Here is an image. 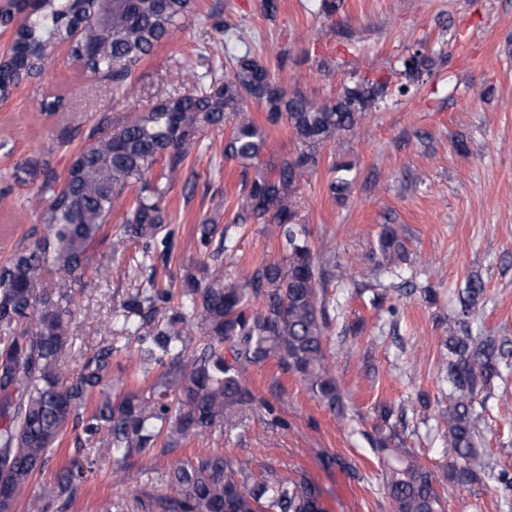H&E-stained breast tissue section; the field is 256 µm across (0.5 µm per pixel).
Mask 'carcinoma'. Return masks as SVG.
I'll use <instances>...</instances> for the list:
<instances>
[{
  "label": "carcinoma",
  "mask_w": 512,
  "mask_h": 512,
  "mask_svg": "<svg viewBox=\"0 0 512 512\" xmlns=\"http://www.w3.org/2000/svg\"><path fill=\"white\" fill-rule=\"evenodd\" d=\"M27 8L9 53L0 58V98L42 71L48 50L70 43V54L112 87L131 86L132 68L167 37L176 21L194 12V0H22ZM436 61L417 46L399 60L396 91L406 96ZM224 75L198 80L190 90L138 110L120 123L99 119L62 182L47 180L39 195L48 201L41 219L46 234L0 264V512H15L59 447L67 430L78 431L85 445L102 443L121 464L152 458L158 442L170 450L230 421L245 406L273 407L256 397L243 373L274 361L297 377L312 397L344 414L342 393L332 376L326 349L329 316L321 298L327 269L308 245L292 196L306 173L320 162V148L348 133L389 89L386 81H353L336 97L316 103L290 93L250 51L230 54ZM259 104L271 127L286 125L297 144L296 156L257 169L243 179L242 197L232 223L273 225L282 242L279 259H265L239 288L219 279L185 271L175 301L170 288L156 282L158 266L171 260L175 231L166 229L165 203L171 181L184 163L185 145L207 127L224 122L225 109L237 108L224 158L242 169L258 165L265 129L247 111ZM154 183L146 176L155 165ZM351 164L339 172L329 192L343 198ZM135 193L117 251L128 242L143 243L126 261L125 275L136 282L122 303L136 317L123 327L134 337L135 352L155 370L153 380L126 374L121 358L127 347L110 342L84 358L70 383L62 365L73 348L75 296L86 284L90 252L114 205ZM197 248L215 260L234 250L228 230L217 223L199 225ZM384 261L407 259L396 229L386 226L379 239ZM60 273L52 290L44 276ZM484 295V282L467 278L460 310L448 323L445 371L448 407L441 410L448 462L442 474L419 463L400 447L391 424L395 410L383 406L376 417L374 452L386 466L383 486L393 512H442V491L464 489L479 480L471 461L479 453L483 411L495 382L512 368V340L475 336L471 322ZM97 469L96 458L76 454L39 487L36 498L49 509L76 510L77 492ZM169 492L138 500L145 512H325L320 488L300 470L293 477L266 464L257 470L230 454L208 452L176 463L165 474Z\"/></svg>",
  "instance_id": "1"
}]
</instances>
